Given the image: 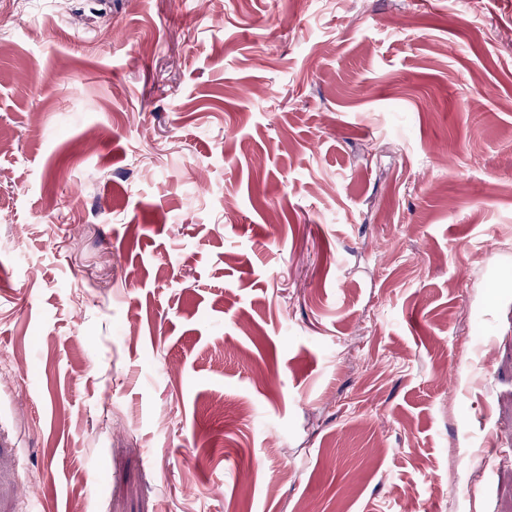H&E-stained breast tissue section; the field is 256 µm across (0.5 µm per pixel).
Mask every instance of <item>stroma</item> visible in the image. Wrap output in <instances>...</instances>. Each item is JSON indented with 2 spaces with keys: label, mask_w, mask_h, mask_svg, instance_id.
I'll use <instances>...</instances> for the list:
<instances>
[{
  "label": "stroma",
  "mask_w": 512,
  "mask_h": 512,
  "mask_svg": "<svg viewBox=\"0 0 512 512\" xmlns=\"http://www.w3.org/2000/svg\"><path fill=\"white\" fill-rule=\"evenodd\" d=\"M305 503L512 512V0H0V512Z\"/></svg>",
  "instance_id": "1"
}]
</instances>
